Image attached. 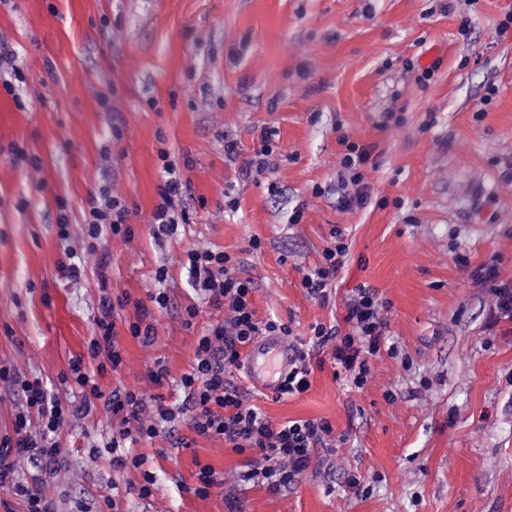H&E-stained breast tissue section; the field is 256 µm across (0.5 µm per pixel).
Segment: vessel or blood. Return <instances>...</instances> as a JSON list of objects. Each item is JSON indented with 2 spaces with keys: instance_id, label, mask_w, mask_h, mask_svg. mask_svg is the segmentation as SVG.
<instances>
[{
  "instance_id": "vessel-or-blood-1",
  "label": "vessel or blood",
  "mask_w": 512,
  "mask_h": 512,
  "mask_svg": "<svg viewBox=\"0 0 512 512\" xmlns=\"http://www.w3.org/2000/svg\"><path fill=\"white\" fill-rule=\"evenodd\" d=\"M295 357V349L287 338L265 336L258 339L245 357L250 382L265 391H278Z\"/></svg>"
}]
</instances>
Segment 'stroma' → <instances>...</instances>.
Segmentation results:
<instances>
[{"label": "stroma", "instance_id": "stroma-1", "mask_svg": "<svg viewBox=\"0 0 512 512\" xmlns=\"http://www.w3.org/2000/svg\"><path fill=\"white\" fill-rule=\"evenodd\" d=\"M512 0H0V42L14 52L0 77V146L38 157L42 181L0 155V361L19 374L57 380L84 353L108 261L116 293L148 301L166 266L168 310L142 347L126 331L124 384L181 400L174 384L193 357L195 330L184 268L191 244L236 258L257 288L258 318L341 322L358 285L386 307L396 356L372 363L353 391L331 366L297 397L251 391L272 420H328L346 441L323 448L296 487L240 490V512H512V323L491 324L473 275L497 262L512 278V30L499 24ZM436 64L417 81V66ZM112 99L111 110L100 105ZM402 125L385 126L386 112ZM275 133L273 169L242 181L239 161ZM122 136L110 140L112 128ZM371 147V201L345 209L336 195L340 136ZM235 143L239 160L224 156ZM182 165L190 220L165 246L149 235L157 204L159 150ZM115 183L136 212L132 242L81 252L84 273L62 279L57 203L72 224L86 201ZM349 260L336 301L311 299L304 269L321 263L332 230ZM468 258L467 265L456 255ZM164 361L173 377L149 385ZM104 412L74 420L69 455L45 490L68 512L119 484L118 512H228L223 490L195 496L197 462L233 478L241 455L219 439L175 448L161 436L135 451L156 475L143 500L142 474L114 472ZM359 490L348 486L350 476Z\"/></svg>", "mask_w": 512, "mask_h": 512}]
</instances>
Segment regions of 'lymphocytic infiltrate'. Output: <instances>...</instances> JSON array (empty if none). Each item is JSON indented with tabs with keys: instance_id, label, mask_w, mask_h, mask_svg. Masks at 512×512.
I'll return each instance as SVG.
<instances>
[{
	"instance_id": "lymphocytic-infiltrate-1",
	"label": "lymphocytic infiltrate",
	"mask_w": 512,
	"mask_h": 512,
	"mask_svg": "<svg viewBox=\"0 0 512 512\" xmlns=\"http://www.w3.org/2000/svg\"><path fill=\"white\" fill-rule=\"evenodd\" d=\"M371 156L368 147L347 143L341 158L342 207H361L368 201L364 170ZM162 182L155 205L150 232L156 241L176 234L189 216L179 210L188 182L180 175L167 151H160ZM57 234L64 247L59 264L61 276L80 279L82 270L75 261L72 243L85 250H97L108 238L132 241L134 212L114 189L106 185L87 200V216L81 227H73L65 203L57 205ZM348 244L341 231H333L322 254L320 265L304 272L301 286L314 299L329 302L336 292V278L346 264ZM185 269L197 294L196 302L181 314L185 328H193L203 307L223 310L221 319L207 324L196 338L194 355L188 371L177 381L184 393L179 406L166 404L163 396L146 395L138 389L119 384L105 391L97 376L120 374L124 351L117 340V325L125 323L129 335L142 345L155 336L153 313L167 309L166 292L152 293L151 306L131 304L129 295L112 290L107 264L97 271L99 298L93 317V334L85 353L72 359L58 384L42 378H26L7 365H0V383L7 384L22 400L13 420V433L0 439V489L23 501L25 512H59L56 500L46 496L36 482L14 476V462L27 460L33 470L56 472L68 454L62 435L75 418H86L96 407H103L112 420L108 444L109 463L116 472L141 471L143 481L136 486L138 497L153 496L156 478L144 468V456L135 445L158 437L164 423L184 416L191 437L179 438V448L191 447L192 437L220 438L225 447L243 455L244 464L236 475L241 487L262 486L279 492L298 485L317 448L337 447L339 440L329 421L292 419L272 421L263 411L249 404L247 392L234 376L243 367L245 350L265 335H292L290 325L275 319H259L254 308L255 287L252 278L242 276L236 261L224 251L193 245L185 252ZM475 282L485 288L493 322H512V280L499 277L496 264L488 263L475 274ZM133 308L132 318H124L126 308ZM385 307L373 288H353L343 306L342 325H315L307 344L297 349L294 366L285 377L279 393L295 397L311 386L315 368L331 364L353 389L363 388L371 373V361L381 354H395L389 342ZM73 390L74 398L61 400L56 385Z\"/></svg>"
}]
</instances>
